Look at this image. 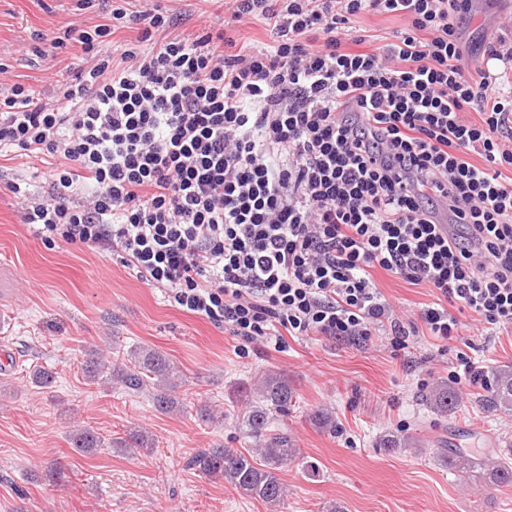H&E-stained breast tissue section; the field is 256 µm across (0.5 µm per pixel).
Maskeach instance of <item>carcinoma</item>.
I'll return each mask as SVG.
<instances>
[{
	"instance_id": "obj_1",
	"label": "carcinoma",
	"mask_w": 512,
	"mask_h": 512,
	"mask_svg": "<svg viewBox=\"0 0 512 512\" xmlns=\"http://www.w3.org/2000/svg\"><path fill=\"white\" fill-rule=\"evenodd\" d=\"M84 374L94 383L118 385L134 394L146 396L160 413L180 410L175 389L181 376L169 358L152 348L137 346L128 351L122 361L112 363L105 361L101 353L91 351L85 360ZM488 383V395L480 399V403L494 410L512 412V366L504 365L493 371ZM422 400L437 414L446 415L457 408L456 396L443 382L436 384ZM292 401L293 390L284 373L272 370L263 373L248 388V411L243 416L246 436L256 447L241 451L216 444L198 451L191 458L190 466L205 476L222 478L246 496L265 502L272 510L276 509L286 494L280 472L300 457V449L294 447L288 434L273 427V413L288 412ZM69 441L71 448L81 453H92L104 445L130 455L155 447L154 436L143 428H134L122 436L104 440L83 427L73 430ZM414 443L415 439L408 435L386 434L380 439L379 447L393 451ZM436 453L449 468L465 472L475 466L489 464L495 483L512 484L511 461L504 462L499 457L490 463L486 458L476 459L443 447L437 448Z\"/></svg>"
}]
</instances>
